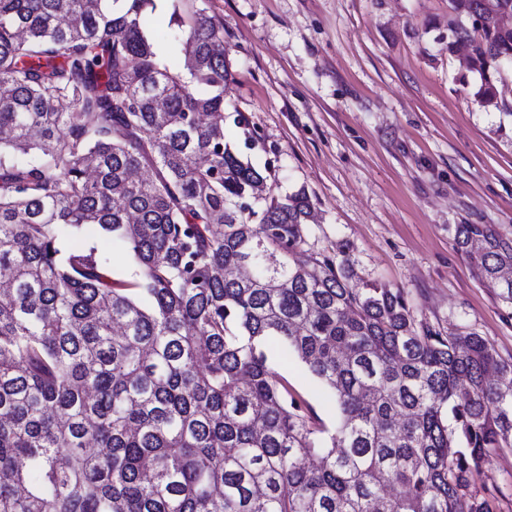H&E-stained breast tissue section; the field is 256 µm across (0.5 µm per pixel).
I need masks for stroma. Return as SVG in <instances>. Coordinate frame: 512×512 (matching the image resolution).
<instances>
[{"mask_svg": "<svg viewBox=\"0 0 512 512\" xmlns=\"http://www.w3.org/2000/svg\"><path fill=\"white\" fill-rule=\"evenodd\" d=\"M224 24L233 80L225 139L275 191L306 189L313 251L345 252L354 282L403 291L418 319L474 332L512 363V306L455 248L452 224L512 239V114L479 104L448 51V0H205ZM271 362L317 416L336 402L284 347ZM474 493L512 512V448Z\"/></svg>", "mask_w": 512, "mask_h": 512, "instance_id": "1", "label": "stroma"}]
</instances>
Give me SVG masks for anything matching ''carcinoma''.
I'll list each match as a JSON object with an SVG mask.
<instances>
[{
	"mask_svg": "<svg viewBox=\"0 0 512 512\" xmlns=\"http://www.w3.org/2000/svg\"><path fill=\"white\" fill-rule=\"evenodd\" d=\"M506 9L448 0V51L505 110ZM223 44L189 0H0V512H494L470 487L512 447V363L345 257L297 260L310 197L225 141ZM90 224L132 273L66 247ZM448 232L512 304V241ZM99 248L102 254L110 258L114 273L119 276H126L132 267V258L117 243L110 240H101ZM271 362L287 380L289 386L302 395L317 416L327 425L336 418V402L331 393L320 384L307 368L284 347L275 345Z\"/></svg>",
	"mask_w": 512,
	"mask_h": 512,
	"instance_id": "carcinoma-1",
	"label": "carcinoma"
}]
</instances>
